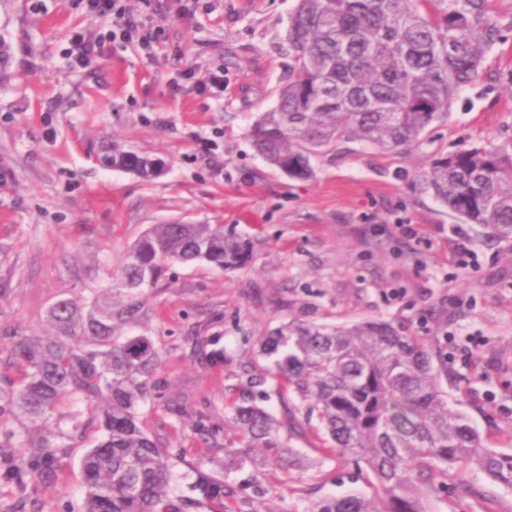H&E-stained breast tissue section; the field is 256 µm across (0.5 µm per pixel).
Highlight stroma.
<instances>
[{
	"label": "stroma",
	"mask_w": 512,
	"mask_h": 512,
	"mask_svg": "<svg viewBox=\"0 0 512 512\" xmlns=\"http://www.w3.org/2000/svg\"><path fill=\"white\" fill-rule=\"evenodd\" d=\"M165 43L146 56L106 44L87 66L69 58L72 36L112 21L81 0H0L10 47L0 74V358L12 337L41 335L47 307L88 296L153 224H220L252 243L236 270L176 265L146 299L142 327L162 357L137 412L172 448V495L187 498L198 474H221L233 491L224 512H308L325 497L364 490L366 475L326 450L315 430L290 443L318 470L244 462L230 407L259 336L297 318L317 324L399 323L424 338L448 370L443 387L485 437L512 453V240L460 226L423 191L426 158L512 137V0H493L502 38L482 76L400 155L349 144L289 179L254 150L249 128L272 109L292 55L284 40L296 0H155ZM224 70V94L196 83ZM193 79H181L184 70ZM164 159L144 179L107 167L112 150ZM417 235L404 237L399 227ZM474 264L459 265L460 254ZM224 352L210 358L211 350ZM91 422L54 478L27 476L0 490V512H83L81 459L100 439ZM432 512H512V491L483 474L449 471Z\"/></svg>",
	"instance_id": "35a3bbf8"
}]
</instances>
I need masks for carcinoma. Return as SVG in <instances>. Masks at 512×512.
<instances>
[{"label":"carcinoma","instance_id":"1","mask_svg":"<svg viewBox=\"0 0 512 512\" xmlns=\"http://www.w3.org/2000/svg\"><path fill=\"white\" fill-rule=\"evenodd\" d=\"M490 0H298L288 17L293 52L276 104L249 129L255 150L297 181L315 177L316 162L347 143L403 151L444 122L457 95L483 73L500 39ZM459 54L448 53V37ZM423 189L464 224L493 238L512 237V140L435 154L421 172ZM248 240L222 224H154L126 249L90 296L60 298L39 336L14 337L0 361V423L23 417L40 431L17 447L28 459L3 461L0 480L23 482L29 471L51 477L73 433L42 430L72 400L100 419L102 440L82 459L84 512H185L224 503L221 475L194 485L195 498L171 501L174 454L142 428L137 406L161 361L150 337L127 336L143 322L144 297L175 264L205 262L236 269ZM125 340L118 341L116 337ZM261 364L242 366L246 383L232 409L249 448L275 451L283 467L300 451L280 434V420L259 403L274 381L282 404L306 405L314 426L342 457L363 464L367 492L317 501L309 512H429L428 495L448 469H474L512 490V454L484 445L469 416L448 399L429 345L386 320L345 325L290 320L258 341ZM22 368V380L8 376Z\"/></svg>","mask_w":512,"mask_h":512}]
</instances>
